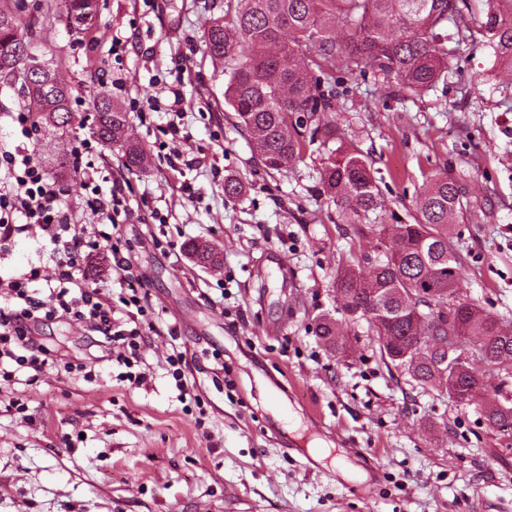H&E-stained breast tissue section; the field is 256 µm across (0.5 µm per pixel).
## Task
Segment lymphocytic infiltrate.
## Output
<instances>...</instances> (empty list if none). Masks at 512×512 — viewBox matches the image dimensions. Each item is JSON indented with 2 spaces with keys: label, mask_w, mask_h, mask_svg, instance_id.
<instances>
[{
  "label": "lymphocytic infiltrate",
  "mask_w": 512,
  "mask_h": 512,
  "mask_svg": "<svg viewBox=\"0 0 512 512\" xmlns=\"http://www.w3.org/2000/svg\"><path fill=\"white\" fill-rule=\"evenodd\" d=\"M71 156L74 172L92 193L88 207L97 227L90 234L70 210L61 183L48 175L34 151L25 148L0 151V168L11 179L9 190L0 193V241H9L18 233L40 235L49 238L58 252L48 288L52 307H45L33 288L41 279L38 268L0 279L6 299L0 306V360L7 358L37 371L45 364V351L28 335L26 325L39 312L50 317L60 310L87 323L93 331L102 334L105 344L121 347V354L115 358L117 364L129 365L131 354L139 346V329H114L111 294L88 288L76 277L77 267L87 252L105 248L115 255L114 283L123 292V305L135 308L140 315L146 312L142 281L134 275L113 240L116 219L127 209L124 190L119 186L103 190L97 179L95 150L89 140H82Z\"/></svg>",
  "instance_id": "obj_1"
}]
</instances>
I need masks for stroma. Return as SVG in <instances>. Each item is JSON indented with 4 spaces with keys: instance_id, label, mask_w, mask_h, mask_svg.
Segmentation results:
<instances>
[{
    "instance_id": "35a3bbf8",
    "label": "stroma",
    "mask_w": 512,
    "mask_h": 512,
    "mask_svg": "<svg viewBox=\"0 0 512 512\" xmlns=\"http://www.w3.org/2000/svg\"><path fill=\"white\" fill-rule=\"evenodd\" d=\"M50 2L27 0L33 41L52 53L71 111L89 117L94 95L111 96L149 156L129 172L120 146H96L108 184L126 189L122 254L153 328L140 350L147 381L133 388L100 333L30 322L55 366L0 384V512H512V438L474 407L412 389L365 325L345 360L317 336L357 227L320 193L327 149L265 174L225 114L224 64L203 39L224 0H99L84 34ZM333 76L336 135L370 154L385 200L360 228L374 239L407 222L425 175L446 173L468 202L454 238L462 291L512 322V88L489 50L456 46L446 81L414 100L342 62ZM230 175L245 194L225 196ZM189 239L218 245L220 269L192 266ZM52 266L48 239L0 245L2 276ZM359 478L373 488L358 492Z\"/></svg>"
}]
</instances>
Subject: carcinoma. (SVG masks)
<instances>
[{
    "label": "carcinoma",
    "mask_w": 512,
    "mask_h": 512,
    "mask_svg": "<svg viewBox=\"0 0 512 512\" xmlns=\"http://www.w3.org/2000/svg\"><path fill=\"white\" fill-rule=\"evenodd\" d=\"M479 15L465 16L467 0H225L224 14L213 18L203 38L210 57L224 62V107L247 134L263 171L282 172L303 160L315 142L336 141V94L322 89L321 77L343 60L349 70L372 69L394 79L405 98L433 90L448 75V41L471 42L491 51L494 63L512 79V0H481ZM58 20L70 30L89 32L96 0H56ZM455 32H448V24ZM23 0H0V83L13 85L6 72L20 53L32 48ZM37 126L64 136L75 121L69 88L58 71L32 86L20 85ZM91 133L106 144H119L125 166L140 170L144 149L126 138L127 113L103 96L93 97ZM49 164L61 175L72 158L54 152ZM373 159L354 145L340 143L321 171L322 194L345 215L346 223L382 206ZM466 191L446 175H429L416 202L412 222L393 225L389 241L372 248L382 258L366 270L340 266L335 290L346 297L336 314L316 318V334L336 356L352 353L346 328L364 320L376 337L383 362L408 377L413 388L432 391L458 406H469L473 388L486 398L477 404L487 424L512 437V398L508 377L496 372L499 359L512 358V323L497 318L465 297L464 261L453 246L454 226L464 221ZM189 256L220 266L221 250L203 240L183 245ZM443 290L430 304L426 294ZM370 312L351 315L353 309ZM450 352L448 368L433 363L437 343Z\"/></svg>",
    "instance_id": "obj_1"
}]
</instances>
